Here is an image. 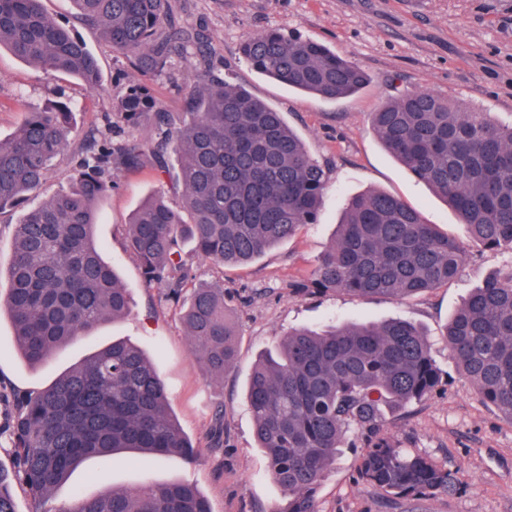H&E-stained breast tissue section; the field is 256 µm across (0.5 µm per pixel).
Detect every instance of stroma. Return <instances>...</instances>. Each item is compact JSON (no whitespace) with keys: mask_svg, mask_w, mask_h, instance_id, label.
Here are the masks:
<instances>
[{"mask_svg":"<svg viewBox=\"0 0 512 512\" xmlns=\"http://www.w3.org/2000/svg\"><path fill=\"white\" fill-rule=\"evenodd\" d=\"M43 8L85 41L99 62L101 86L90 90L77 78L48 76L0 48L1 137L13 133L26 110L54 102L74 108L66 146L40 193L29 198L32 207L59 189L64 174L80 163L91 137L121 143L152 135L147 125L131 128L115 115L129 87L140 80L126 58L98 29L77 18L71 0H43ZM171 13L180 26L204 31L214 66L282 112L313 158L326 165L328 182L319 218L248 266L222 268L188 257L196 283L223 280L231 299L237 359L220 378L191 354L165 285L148 284L139 261L125 248L132 213L166 184V177L149 163L106 171L112 189L98 206L95 237L129 293L128 316L77 336L46 362L31 367L17 350L7 313H0V471L7 477L17 512H41L42 506L16 479L7 447L14 393L45 387L114 338L134 343L153 361L166 384L171 409L196 445L197 455L190 462L152 456L119 459L106 468L91 460L54 490V500L68 501L75 485L93 497L112 489L130 491L147 481L179 480L197 486L211 512H279L287 499L270 479L266 457L255 446L244 395L259 354L294 328L392 317L425 329L442 375L430 398L408 412L385 413L382 432L397 446L445 465L456 477L455 488L418 502H389L368 492L358 479L357 463L370 434L358 429L316 492L319 512H512V422L487 406L465 382L442 336L471 288L492 275L512 277V251L470 248L456 279L404 302L335 291L301 296L290 289L293 282L309 278L317 257L331 244L344 202L369 188L399 197L425 223L467 242L466 226L445 200L382 146L371 130L369 114L398 93L427 90L511 121L512 0H171ZM269 29L323 44L367 71L370 84L330 101L259 74L242 58L239 47L246 36ZM197 67L194 55L174 57L148 84L157 107L181 115L184 89L195 82ZM219 408L226 421L224 445L211 448L207 434Z\"/></svg>","mask_w":512,"mask_h":512,"instance_id":"stroma-1","label":"stroma"}]
</instances>
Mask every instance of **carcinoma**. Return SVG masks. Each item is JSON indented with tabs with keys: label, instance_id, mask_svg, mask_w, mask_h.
<instances>
[{
	"label": "carcinoma",
	"instance_id": "cac0c4a2",
	"mask_svg": "<svg viewBox=\"0 0 512 512\" xmlns=\"http://www.w3.org/2000/svg\"><path fill=\"white\" fill-rule=\"evenodd\" d=\"M42 2L0 0V47L97 88L96 58ZM71 2L146 81L161 75L172 56L202 49L201 32L172 22L169 0ZM241 52L257 72L329 100L353 95L369 81L362 68L325 46L277 30L248 37ZM185 101L189 119L176 125L146 87L132 88L120 114L133 126L147 123L153 136L118 148L107 139L94 143L65 185L19 218L6 305L28 363L45 361L72 338L128 312L127 290L94 237L98 204L112 189L104 178L111 167L150 162L179 194L175 204L163 189L152 194L126 228L146 281L165 283L176 305L192 282L184 246L215 265L242 266L317 222L327 172L281 113L205 60ZM69 120L61 105L28 112L10 137L0 138V212L40 191L65 146ZM371 126L455 210L475 246L512 250V122L416 90L387 98L371 113ZM172 151L182 156L177 169L170 167ZM466 255L400 198L368 190L345 204L332 244L311 278L292 290L402 301L455 279ZM180 321L190 352L224 377L237 356L224 283L193 289ZM443 336L466 382L512 422V277H491L474 288ZM440 382L428 335L406 320L288 332L259 356L246 389L254 440L288 496L279 512H318L315 490L355 427L374 432L358 462L367 488L412 501L452 490L455 479L445 466L379 434L385 409L421 402ZM14 402L9 444L17 478L46 504L44 512H211L196 487L182 481H148L90 498L76 491L64 503L51 498L92 458L104 467L124 453L194 458L196 446L173 415L163 380L132 343L114 339Z\"/></svg>",
	"mask_w": 512,
	"mask_h": 512
}]
</instances>
